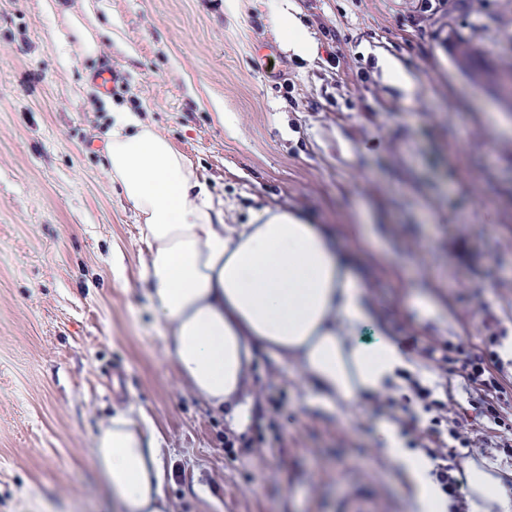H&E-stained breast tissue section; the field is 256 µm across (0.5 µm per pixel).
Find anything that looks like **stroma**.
Here are the masks:
<instances>
[{"label":"stroma","instance_id":"stroma-1","mask_svg":"<svg viewBox=\"0 0 512 512\" xmlns=\"http://www.w3.org/2000/svg\"><path fill=\"white\" fill-rule=\"evenodd\" d=\"M286 1L312 57L281 45ZM420 3L0 0V512H119L93 436L120 410L163 437L171 512H337L356 494L409 512L414 496L378 433L401 378L327 406L296 361L254 350L240 433L265 441L225 449L229 410L178 376L148 307L147 244L106 165L117 112L172 142L225 223L280 207L316 224L367 287L361 340L395 342L408 372L438 374L408 337L475 353L496 337L512 414V106L458 52L512 69V0ZM106 59L109 95L90 81Z\"/></svg>","mask_w":512,"mask_h":512}]
</instances>
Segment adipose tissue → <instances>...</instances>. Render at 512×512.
<instances>
[{"mask_svg": "<svg viewBox=\"0 0 512 512\" xmlns=\"http://www.w3.org/2000/svg\"><path fill=\"white\" fill-rule=\"evenodd\" d=\"M106 152L108 175L149 249L144 278L167 352L199 399L235 405L244 422L247 368L258 347L276 360L294 358L322 400L352 403L384 392L403 359L390 340L356 339L370 320L365 287L315 225L269 208L250 223L224 225L185 156L135 113L116 117ZM381 432L390 457L416 481L412 512H446L393 427ZM93 446L124 512H166L168 449L147 418L116 412L99 425ZM467 486L476 512H512V494L486 470L469 466Z\"/></svg>", "mask_w": 512, "mask_h": 512, "instance_id": "1", "label": "adipose tissue"}]
</instances>
